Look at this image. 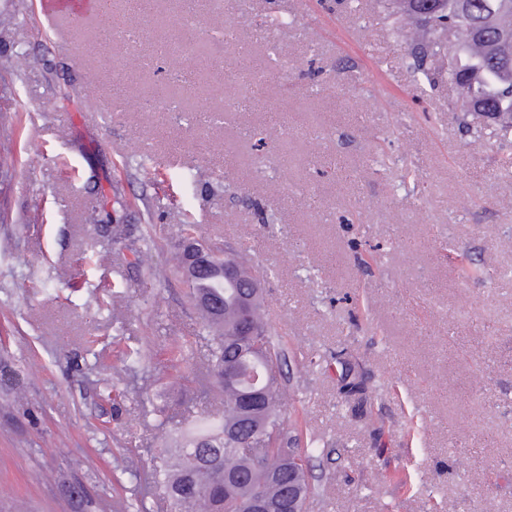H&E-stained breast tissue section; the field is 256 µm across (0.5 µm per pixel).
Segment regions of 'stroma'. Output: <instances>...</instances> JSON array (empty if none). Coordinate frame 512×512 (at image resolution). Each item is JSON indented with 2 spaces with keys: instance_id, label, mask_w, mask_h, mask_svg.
<instances>
[{
  "instance_id": "obj_1",
  "label": "stroma",
  "mask_w": 512,
  "mask_h": 512,
  "mask_svg": "<svg viewBox=\"0 0 512 512\" xmlns=\"http://www.w3.org/2000/svg\"><path fill=\"white\" fill-rule=\"evenodd\" d=\"M35 2L0 0V512H162L161 414L220 404L179 273L136 265L177 209L272 271L306 512H512V135L478 131L454 45L429 79L392 0H112L78 66Z\"/></svg>"
}]
</instances>
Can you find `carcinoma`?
Returning a JSON list of instances; mask_svg holds the SVG:
<instances>
[{"mask_svg":"<svg viewBox=\"0 0 512 512\" xmlns=\"http://www.w3.org/2000/svg\"><path fill=\"white\" fill-rule=\"evenodd\" d=\"M398 13L407 14L418 33L414 39L417 69L443 48L448 37L456 40L464 34L470 44L458 45L459 56L448 69V79L483 111L512 114V65L499 64L505 50L512 51V0H439V11L427 17L418 13L411 0H398ZM476 20L485 22L480 39L473 33ZM137 264L153 280L164 275L148 250L138 252ZM221 268L219 257L210 276L194 278L186 287L211 333L205 371L223 394L224 406L177 433L179 447L159 449V464L151 474L153 487L168 512H199L201 501L207 505L204 512H250L253 501L275 503L290 490L304 504L312 492L306 464L315 448H293L287 440L282 367L288 354L275 336L260 291L249 312L258 330L253 352L237 358L229 333L240 315L233 290L224 287V277L219 275ZM233 363L239 379L228 385L224 371ZM256 379L267 388V398L247 412L242 395L254 387Z\"/></svg>","mask_w":512,"mask_h":512,"instance_id":"obj_1","label":"carcinoma"}]
</instances>
